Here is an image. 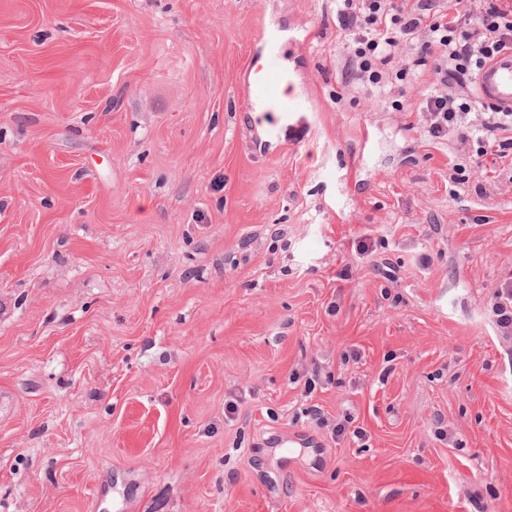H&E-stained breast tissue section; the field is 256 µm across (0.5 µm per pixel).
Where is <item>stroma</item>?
<instances>
[{"instance_id":"stroma-1","label":"stroma","mask_w":512,"mask_h":512,"mask_svg":"<svg viewBox=\"0 0 512 512\" xmlns=\"http://www.w3.org/2000/svg\"><path fill=\"white\" fill-rule=\"evenodd\" d=\"M348 52L335 0H0V512H512V174ZM259 40L264 53L251 64L252 80L246 87V96L252 107L272 116L276 127L290 129L300 122L303 112H308L306 102L299 96H284L281 86L291 82V72L280 63V36L272 30L263 29ZM492 310L496 317V326L502 336L512 335V284L508 283L496 289L492 296Z\"/></svg>"}]
</instances>
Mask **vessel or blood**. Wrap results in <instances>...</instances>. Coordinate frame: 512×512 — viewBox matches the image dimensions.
<instances>
[{
  "label": "vessel or blood",
  "mask_w": 512,
  "mask_h": 512,
  "mask_svg": "<svg viewBox=\"0 0 512 512\" xmlns=\"http://www.w3.org/2000/svg\"><path fill=\"white\" fill-rule=\"evenodd\" d=\"M259 39L263 54L252 63V79L246 87L251 106L272 116L275 126L292 128L300 122L308 106L298 96H284L281 87L292 75L280 63V37L272 30H262ZM475 86L484 101L503 110H512V51L488 62L475 78Z\"/></svg>",
  "instance_id": "1"
}]
</instances>
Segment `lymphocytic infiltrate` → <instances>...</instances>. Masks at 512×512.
Instances as JSON below:
<instances>
[{
    "instance_id": "obj_1",
    "label": "lymphocytic infiltrate",
    "mask_w": 512,
    "mask_h": 512,
    "mask_svg": "<svg viewBox=\"0 0 512 512\" xmlns=\"http://www.w3.org/2000/svg\"><path fill=\"white\" fill-rule=\"evenodd\" d=\"M350 40V80L391 88L398 47L414 41L413 67L433 64L437 83L420 104L428 136L448 140L453 175L493 155L512 160V111L487 104L474 79L498 53L512 50V12L498 0H336Z\"/></svg>"
}]
</instances>
